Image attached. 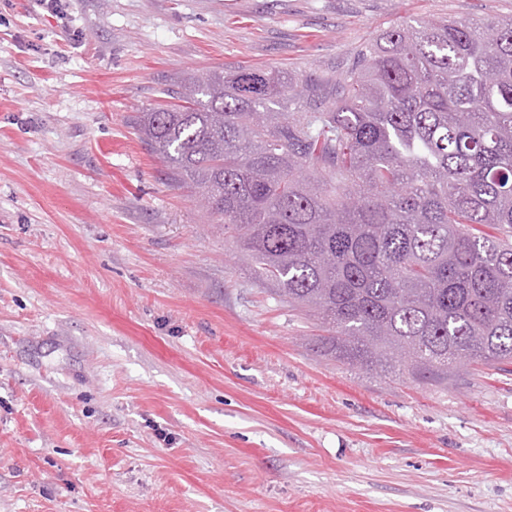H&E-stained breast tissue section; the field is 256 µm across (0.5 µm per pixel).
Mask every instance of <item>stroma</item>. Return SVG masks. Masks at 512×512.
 Listing matches in <instances>:
<instances>
[{
  "label": "stroma",
  "mask_w": 512,
  "mask_h": 512,
  "mask_svg": "<svg viewBox=\"0 0 512 512\" xmlns=\"http://www.w3.org/2000/svg\"><path fill=\"white\" fill-rule=\"evenodd\" d=\"M512 0H0V512H512V363L316 353L137 112L203 70L335 78Z\"/></svg>",
  "instance_id": "35a3bbf8"
}]
</instances>
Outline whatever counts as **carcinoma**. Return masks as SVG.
<instances>
[{
    "label": "carcinoma",
    "instance_id": "carcinoma-1",
    "mask_svg": "<svg viewBox=\"0 0 512 512\" xmlns=\"http://www.w3.org/2000/svg\"><path fill=\"white\" fill-rule=\"evenodd\" d=\"M173 98L144 144L328 323L317 352L426 383L512 360L511 17L392 27L329 88L245 68Z\"/></svg>",
    "mask_w": 512,
    "mask_h": 512
}]
</instances>
